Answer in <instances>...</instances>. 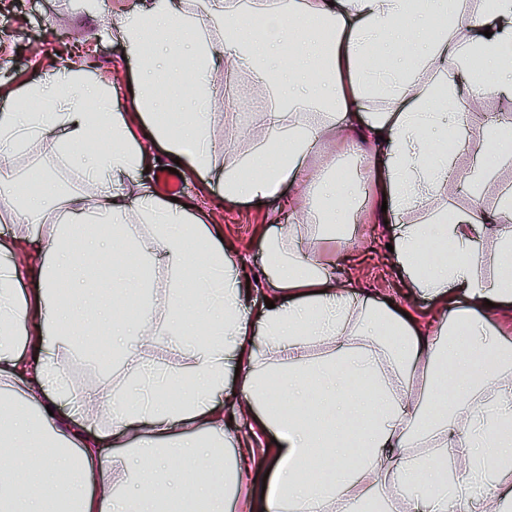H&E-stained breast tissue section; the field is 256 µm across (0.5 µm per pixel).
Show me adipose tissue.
Here are the masks:
<instances>
[{"instance_id":"ef3b65f1","label":"adipose tissue","mask_w":512,"mask_h":512,"mask_svg":"<svg viewBox=\"0 0 512 512\" xmlns=\"http://www.w3.org/2000/svg\"><path fill=\"white\" fill-rule=\"evenodd\" d=\"M116 28L130 54L163 39L169 59L191 41L190 120L159 122L149 97L153 65L133 96L149 142L199 174L213 167L209 89L218 67H244L272 83L266 120L273 144H260L224 165V199L286 205L296 222L262 246L285 251L288 263L266 274L268 305L244 303L245 291L219 228L184 206L160 202L124 175L150 155L132 140L108 92L84 67L45 71L24 92L33 109L0 114V163L66 126L60 154L108 137L109 146L83 164L98 191L92 202L62 197L51 177L17 196L14 173L0 174V206L21 224L56 222L44 240L37 286L23 295L14 262L0 266V512H160L178 498L225 512L248 449L216 398L230 369L260 431L275 438L279 459L265 512H512V345L488 319L512 308V190L500 185L512 163V120L484 131L480 156L491 175L494 207L475 198L445 213L433 203L453 173L449 141L470 147L467 119L446 113L475 98L512 100V0H147ZM421 37L425 48L408 64L385 66V54ZM337 156L357 167L354 180L324 174L311 160L328 134ZM372 184L387 200L379 221L413 210L427 222L401 225L394 256L411 288L450 305L438 335L422 334L397 307L338 286L335 270L345 237L331 232L359 207L358 188ZM135 215L146 235L119 236L134 258L132 283L144 289L143 316L122 341L124 353L173 337L184 363L159 371L152 385L79 397L61 363L78 340L77 310L55 298L59 281L78 275L74 251L85 224L121 225ZM452 249L431 266L420 256L432 237ZM489 238L493 250L478 248ZM168 276L165 294L148 291L155 267ZM466 323L467 348L454 338ZM30 376L33 391L70 403L74 415L105 411L108 432L65 421L18 397L14 381ZM324 429L309 427V420ZM139 447L136 493L117 492L102 443L126 454ZM321 465L298 481L297 468ZM183 467L168 480L164 462ZM394 497L380 496L383 487Z\"/></svg>"}]
</instances>
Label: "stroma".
I'll use <instances>...</instances> for the list:
<instances>
[{
	"mask_svg": "<svg viewBox=\"0 0 512 512\" xmlns=\"http://www.w3.org/2000/svg\"><path fill=\"white\" fill-rule=\"evenodd\" d=\"M144 0H92L81 8L77 0H0V113L17 107L25 89L40 80L44 71L55 66L92 63L104 85L114 88L112 108L129 112L133 104L129 89L139 70L116 35L114 24L120 14L137 10ZM175 74L161 88L165 113L187 118L194 101L189 87V72L182 61H175ZM211 100L219 117L211 140L214 168L205 174L183 175L179 203L193 206L204 223L221 226L224 241L233 251L246 276L260 277L269 268V257L261 248L264 235L279 231L287 218L277 208L251 202L231 207L224 202V159L228 152L243 153L255 144L270 140L262 121V109L273 101L272 93L250 72L239 71L234 82L219 79L211 87ZM512 104L499 98L484 99L470 114L471 149L453 157L454 175L436 205L461 208L472 201L468 179L478 162L477 148L486 126ZM63 128H56L51 140L36 142L17 155L10 166L19 177L33 173L51 175L61 196L91 200L93 182L83 179L73 160L61 158L52 141L62 140ZM424 212L415 211L391 217L389 224H376L357 218L352 244L341 263L338 276L356 290L377 299H390L402 308L411 323L436 328L442 311L433 301L413 293L405 284L388 249L396 225L424 222ZM112 324L104 322L93 335L64 360V370L76 392H89L124 379V358H117L109 369H102L96 356L103 340L111 339ZM238 377L228 374L219 403L225 415L234 417L241 435L249 436L255 450L253 461L236 490L230 512H264L262 479L278 459L267 446L265 436L250 437L249 412L239 405Z\"/></svg>",
	"mask_w": 512,
	"mask_h": 512,
	"instance_id": "obj_1",
	"label": "stroma"
}]
</instances>
